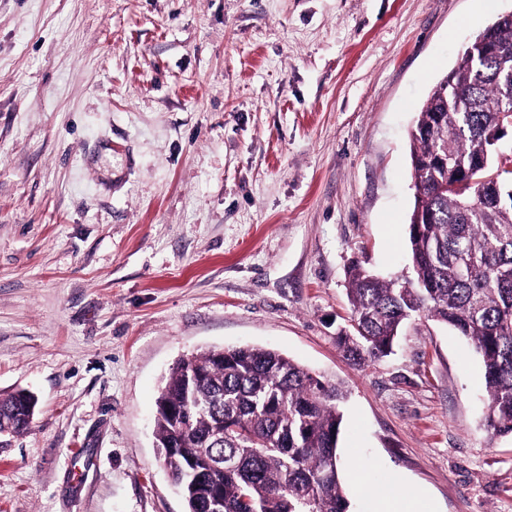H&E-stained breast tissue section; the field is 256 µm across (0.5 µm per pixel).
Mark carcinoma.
Returning <instances> with one entry per match:
<instances>
[{
	"instance_id": "cac0c4a2",
	"label": "carcinoma",
	"mask_w": 512,
	"mask_h": 512,
	"mask_svg": "<svg viewBox=\"0 0 512 512\" xmlns=\"http://www.w3.org/2000/svg\"><path fill=\"white\" fill-rule=\"evenodd\" d=\"M492 31L506 53H463L432 88L409 132L415 189L407 276L384 280L359 262L347 271L349 324L336 341L369 365L392 351L402 326L426 318L467 339L484 367L485 426L512 436V171L486 140L512 92V26ZM472 197L448 190L447 168L470 169ZM347 391L267 348H210L177 360L163 378L154 435L186 512H352L339 453ZM37 400L0 396V435L31 427Z\"/></svg>"
}]
</instances>
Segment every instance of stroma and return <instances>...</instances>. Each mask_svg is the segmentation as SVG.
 <instances>
[{"mask_svg": "<svg viewBox=\"0 0 512 512\" xmlns=\"http://www.w3.org/2000/svg\"><path fill=\"white\" fill-rule=\"evenodd\" d=\"M512 0H0V512H185L157 460L180 357L257 345L343 382L354 512H512L472 346L347 361L346 271L407 265L408 132ZM37 400L25 390L0 396V435L17 436L31 427Z\"/></svg>", "mask_w": 512, "mask_h": 512, "instance_id": "obj_1", "label": "stroma"}]
</instances>
